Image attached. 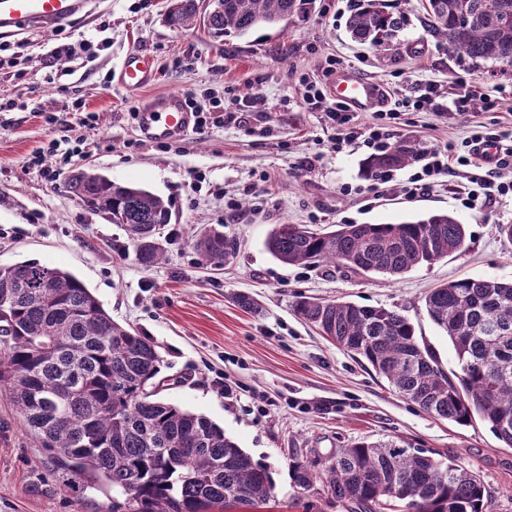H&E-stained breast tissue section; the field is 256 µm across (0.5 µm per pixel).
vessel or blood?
Returning <instances> with one entry per match:
<instances>
[{
	"label": "vessel or blood",
	"mask_w": 512,
	"mask_h": 512,
	"mask_svg": "<svg viewBox=\"0 0 512 512\" xmlns=\"http://www.w3.org/2000/svg\"><path fill=\"white\" fill-rule=\"evenodd\" d=\"M85 0H0V33L14 34L31 27L56 28L81 14ZM157 76L153 58L142 51L129 50L118 66L117 85L136 91L152 83ZM336 100L359 111L383 106L384 96L371 81L345 73L333 85ZM137 126L150 141L165 142L194 131L195 117L179 93L150 100L137 110Z\"/></svg>",
	"instance_id": "b4317fda"
}]
</instances>
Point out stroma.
Instances as JSON below:
<instances>
[{
	"label": "stroma",
	"mask_w": 512,
	"mask_h": 512,
	"mask_svg": "<svg viewBox=\"0 0 512 512\" xmlns=\"http://www.w3.org/2000/svg\"><path fill=\"white\" fill-rule=\"evenodd\" d=\"M384 3L404 25L381 49L355 41L346 28L358 0H316L314 12L243 38L172 29L163 20L166 0H89L86 13L63 27L0 34V103L16 104L0 112V266L36 259L65 269L113 320L149 337L172 381L162 398L207 416L269 468L274 498L262 512H345L319 480L299 492L290 463L319 476L336 450L388 439L478 473L493 512H512V448L487 424L460 426L424 412L293 310L302 297L398 310L451 372L455 352L426 314V290L462 277L512 280V240L498 231L512 224L511 196L468 201L474 166L458 167L412 198L402 190L412 167L374 184L363 169L368 150L332 152L336 126L305 99L304 77L328 95L337 74L347 71L377 82L390 104L427 81L443 103L458 94L462 78L484 94L512 81L500 65L439 44L425 26L422 0ZM83 39L94 41L91 51L77 49ZM65 43L74 44L73 53L51 55ZM132 49L152 55L158 68L156 80L134 92L112 82ZM331 57L339 60L333 70ZM170 92L191 94L207 111L216 102L236 109L256 92L267 106L244 127H215L165 145L148 141L132 112ZM86 114L93 117L87 126L79 121ZM479 123L512 127V100L501 99L490 111L477 100L462 113L409 111L395 139L422 150L459 151ZM63 137L84 140L86 148L72 155L64 179L51 184L29 161L50 139ZM82 169L138 184L168 202L171 221L157 236L161 263L141 265L125 226L68 192L67 177ZM197 171L206 176L198 185ZM228 193L241 201L232 223L224 216ZM430 211L465 224V251L395 279L331 264L285 265L266 248L279 224L332 231ZM205 225L241 242L223 270L203 267L194 249ZM241 294L256 299L261 311L242 308ZM111 504L108 490L75 493L0 395V512H108Z\"/></svg>",
	"instance_id": "stroma-1"
}]
</instances>
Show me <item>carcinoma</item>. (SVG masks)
<instances>
[{"label":"carcinoma","instance_id":"obj_1","mask_svg":"<svg viewBox=\"0 0 512 512\" xmlns=\"http://www.w3.org/2000/svg\"><path fill=\"white\" fill-rule=\"evenodd\" d=\"M315 0H171L173 29L202 23L214 38H242L311 12ZM430 32L473 61L512 60V0H425ZM401 17L380 0L350 15L351 37L373 48L395 37ZM418 150L400 142L366 160V172L400 168ZM67 189L122 224L138 260H164L157 227L171 220L167 202L143 188L108 183L80 171ZM466 227L446 212L385 224H342L318 232L279 224L269 252L285 265L333 263L362 274L398 277L466 245ZM239 240L203 230L195 248L217 270ZM430 320L450 340L459 372H446L397 310L350 301L303 298L294 309L336 346L365 361L404 399L457 425L479 418L512 447V281L465 277L429 289ZM163 357L156 345L112 319L74 275L36 260L0 266V393L19 409L57 469L80 472L112 488V512H253L268 505L274 481L224 428L160 397ZM292 480L309 489L314 476L295 461ZM324 483L346 512H379L388 502L407 512H491V496L474 471L394 440L357 442L328 459Z\"/></svg>","mask_w":512,"mask_h":512}]
</instances>
